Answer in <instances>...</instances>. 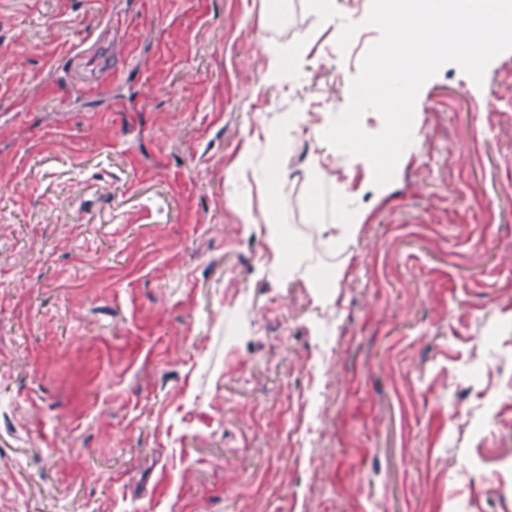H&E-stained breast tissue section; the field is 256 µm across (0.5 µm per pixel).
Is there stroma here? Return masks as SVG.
I'll list each match as a JSON object with an SVG mask.
<instances>
[{
	"instance_id": "stroma-1",
	"label": "stroma",
	"mask_w": 512,
	"mask_h": 512,
	"mask_svg": "<svg viewBox=\"0 0 512 512\" xmlns=\"http://www.w3.org/2000/svg\"><path fill=\"white\" fill-rule=\"evenodd\" d=\"M263 2L0 0V512H512V51L423 86L381 194L322 138L370 0ZM301 54L300 48L288 50L272 48L269 49L271 57L270 68L267 72V80L270 83L281 84L288 78L291 68L296 66L299 55ZM288 63V68L286 66ZM364 221V216L359 212H353L345 221L344 224H329L323 227V231H328L330 228L336 230V233L329 235V240L341 244L349 239H352L359 230L360 225ZM268 241L270 247L273 252V263L275 265H282L287 263V250L289 246L286 247L287 241L282 236L281 227L279 224H268ZM293 267L290 265V260L288 259V275H292Z\"/></svg>"
}]
</instances>
